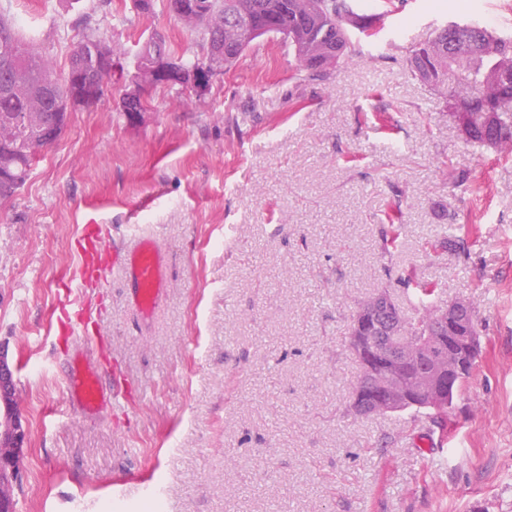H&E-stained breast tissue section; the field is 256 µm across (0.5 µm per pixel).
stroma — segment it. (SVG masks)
I'll return each instance as SVG.
<instances>
[{"instance_id": "obj_1", "label": "stroma", "mask_w": 512, "mask_h": 512, "mask_svg": "<svg viewBox=\"0 0 512 512\" xmlns=\"http://www.w3.org/2000/svg\"><path fill=\"white\" fill-rule=\"evenodd\" d=\"M360 53L297 74L283 41L253 42L203 95L155 89L139 123L122 83L67 114L61 138L0 202V343L27 428L18 512H512V155L467 142L440 89L412 76L413 40L451 21L512 33V0H393ZM0 0L58 75L88 33L118 44L125 76L152 34L193 57L196 35L154 0ZM168 257L149 321L123 281L86 289L94 332L138 398L70 412L68 358L112 370L59 333L88 217ZM470 301L479 357L447 418L355 416L349 328L389 292L406 318ZM135 477L113 498L114 479Z\"/></svg>"}]
</instances>
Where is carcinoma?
I'll return each mask as SVG.
<instances>
[{"mask_svg":"<svg viewBox=\"0 0 512 512\" xmlns=\"http://www.w3.org/2000/svg\"><path fill=\"white\" fill-rule=\"evenodd\" d=\"M168 2L178 19L200 36L199 46L221 49L224 73L236 67L255 40L270 35L288 43L300 73L336 67L355 55L350 29L366 31L370 22V18L354 12L351 0H198L200 8L191 12L182 11L183 0ZM121 55L113 43L85 35L71 56L67 76L61 79L47 61L24 47L14 25L0 18L1 202L17 195L34 161L51 146L47 131L53 128L62 133L65 124L57 119L67 115L68 106L76 103L80 82H95L101 63L110 61L117 67ZM160 56L187 70L200 63L198 56L192 61L175 60L165 39L155 34L143 43L130 84L151 93L155 86L150 64ZM411 68L417 78L435 87L440 76L453 69L473 89L467 104L473 116L468 140L478 144L492 141L497 147L512 150V124L502 120V113L512 112V35H495L484 26L455 21L412 45ZM495 84L508 89L509 98L491 106L485 89ZM119 108L130 123L141 103L127 88ZM487 112L494 113L489 124L484 119ZM350 345L360 365L354 393L360 397L359 404L375 407L380 384L390 377L396 353L386 354L369 368L364 358L372 354V341L353 336ZM476 358L474 351L461 361L459 377L448 389L446 407L439 416L447 415L472 377ZM425 364L422 357L406 364L399 378L401 387L413 389Z\"/></svg>","mask_w":512,"mask_h":512,"instance_id":"1","label":"carcinoma"}]
</instances>
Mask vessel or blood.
<instances>
[{
	"label": "vessel or blood",
	"instance_id": "vessel-or-blood-1",
	"mask_svg": "<svg viewBox=\"0 0 512 512\" xmlns=\"http://www.w3.org/2000/svg\"><path fill=\"white\" fill-rule=\"evenodd\" d=\"M109 235L108 225L93 221L84 225L79 249V285L83 288L91 284L105 285L108 270L118 271L131 283L133 303L140 317L149 319L166 286L163 259L154 243L144 236L138 238L130 252L123 255L111 253L107 245ZM65 391L89 416L103 414L110 402L124 397L120 391L105 397L98 372L84 369L77 362L72 365Z\"/></svg>",
	"mask_w": 512,
	"mask_h": 512
}]
</instances>
